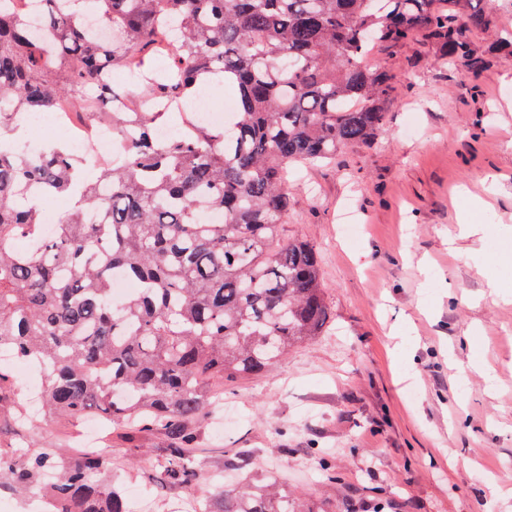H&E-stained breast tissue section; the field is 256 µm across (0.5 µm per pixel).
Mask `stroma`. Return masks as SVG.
Listing matches in <instances>:
<instances>
[{
  "instance_id": "stroma-1",
  "label": "stroma",
  "mask_w": 512,
  "mask_h": 512,
  "mask_svg": "<svg viewBox=\"0 0 512 512\" xmlns=\"http://www.w3.org/2000/svg\"><path fill=\"white\" fill-rule=\"evenodd\" d=\"M484 5L496 23L472 36L478 76L420 37L374 49L367 65L392 77L383 130L290 174L283 233L315 246L332 321L264 376L225 380L234 421L193 426L202 476L276 474L309 512H512V56L495 49L512 12ZM469 211L484 238L457 237ZM30 370L0 357L15 381L0 444L67 456L92 432L135 464L131 512L190 499L159 480L164 433L128 441L106 420L49 416L34 435L14 428Z\"/></svg>"
}]
</instances>
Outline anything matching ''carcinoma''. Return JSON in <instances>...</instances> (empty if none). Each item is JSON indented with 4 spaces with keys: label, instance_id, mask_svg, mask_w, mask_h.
<instances>
[{
    "label": "carcinoma",
    "instance_id": "cac0c4a2",
    "mask_svg": "<svg viewBox=\"0 0 512 512\" xmlns=\"http://www.w3.org/2000/svg\"><path fill=\"white\" fill-rule=\"evenodd\" d=\"M10 2L0 0V349L50 364L46 411L169 434L165 476L192 489L189 424L218 402L210 382L260 376L330 323L316 249L282 234L288 165L382 131L391 77L364 65L371 44L421 35L477 76L484 61L469 36L495 17L481 0H92L112 27L105 42L78 16L85 0H40L50 53ZM161 30L180 48L159 68ZM118 64L144 77L135 106L101 89L96 117L135 135L95 180L65 148L33 161L10 139L24 114L56 102L84 114V89ZM218 73L237 89L231 128L160 143L168 112L150 103L184 99L197 76ZM34 189L72 201L46 240ZM203 207L224 222L201 223ZM92 211L104 223L86 222ZM118 275L139 288L116 305ZM109 466L97 450L57 460L48 446L0 448V480L39 490L52 512H129L121 488L101 480ZM198 497L209 512H306L275 476L209 484Z\"/></svg>",
    "mask_w": 512,
    "mask_h": 512
}]
</instances>
